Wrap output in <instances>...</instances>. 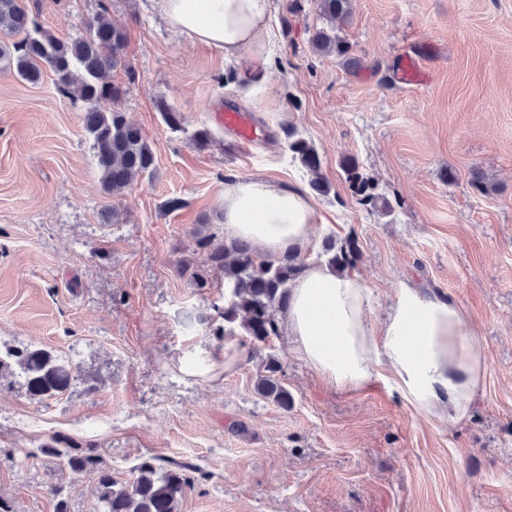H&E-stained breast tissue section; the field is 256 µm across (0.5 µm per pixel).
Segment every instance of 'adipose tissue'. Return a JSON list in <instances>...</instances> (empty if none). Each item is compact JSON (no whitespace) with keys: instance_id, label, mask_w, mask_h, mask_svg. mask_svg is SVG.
Masks as SVG:
<instances>
[{"instance_id":"adipose-tissue-1","label":"adipose tissue","mask_w":512,"mask_h":512,"mask_svg":"<svg viewBox=\"0 0 512 512\" xmlns=\"http://www.w3.org/2000/svg\"><path fill=\"white\" fill-rule=\"evenodd\" d=\"M273 0H153L177 34L228 57L263 53ZM224 232L278 255L310 240L312 199L294 185L260 176L224 180ZM367 294L352 274L307 269L290 290L285 318L299 354L333 388L384 383L412 408L466 418L486 364L459 304L444 292L406 285L381 332L367 318Z\"/></svg>"}]
</instances>
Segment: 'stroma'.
Listing matches in <instances>:
<instances>
[{
	"label": "stroma",
	"instance_id": "stroma-1",
	"mask_svg": "<svg viewBox=\"0 0 512 512\" xmlns=\"http://www.w3.org/2000/svg\"><path fill=\"white\" fill-rule=\"evenodd\" d=\"M34 3L61 36L103 9L127 31L111 77L122 95L101 107L142 131L155 168L105 195L82 104L52 74L29 85L0 72V351L37 346L76 376L41 401L18 374L0 375V501L56 512L62 498L91 512L97 474L43 454L56 437L123 481L151 457L186 466L194 485L180 512H512V0H350L331 24L360 57L355 72L313 49L328 24L315 0H274L261 75L245 86L225 83L233 61L176 35L147 0ZM409 62L420 82L406 81ZM226 106L251 118V146L216 120ZM288 125L331 186L313 197L320 220L298 261L317 263L326 239L354 241L376 331L403 283L452 297L486 363L468 419L415 410L379 383L335 390L285 331L233 360L240 337L218 333L223 272L207 268V288L178 273L181 261L207 267L197 235L225 241V174L308 189ZM202 128L212 140L199 149ZM350 159L389 214L360 204ZM272 357L291 409L255 390Z\"/></svg>",
	"mask_w": 512,
	"mask_h": 512
}]
</instances>
